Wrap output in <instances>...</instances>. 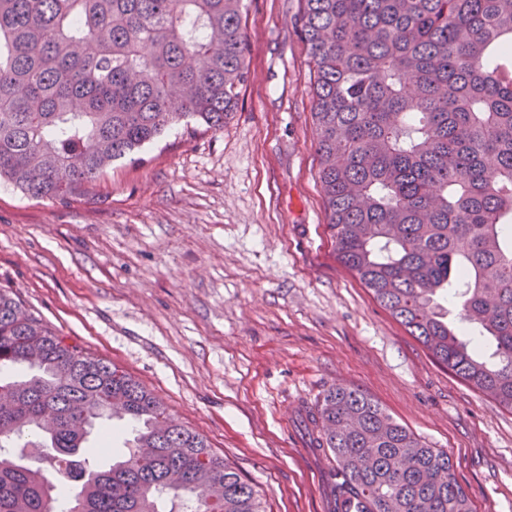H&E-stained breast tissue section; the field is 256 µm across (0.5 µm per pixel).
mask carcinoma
Returning a JSON list of instances; mask_svg holds the SVG:
<instances>
[{
    "label": "carcinoma",
    "mask_w": 512,
    "mask_h": 512,
    "mask_svg": "<svg viewBox=\"0 0 512 512\" xmlns=\"http://www.w3.org/2000/svg\"><path fill=\"white\" fill-rule=\"evenodd\" d=\"M302 4L337 259L438 364L512 411V0ZM247 54L242 0H0V180L63 200L181 121L224 129ZM115 420L134 437L103 468ZM309 421L335 502L473 512L448 453L366 394L332 387ZM161 500L265 512L158 397L0 291V512Z\"/></svg>",
    "instance_id": "obj_1"
}]
</instances>
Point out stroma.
<instances>
[{"label": "stroma", "instance_id": "obj_1", "mask_svg": "<svg viewBox=\"0 0 512 512\" xmlns=\"http://www.w3.org/2000/svg\"><path fill=\"white\" fill-rule=\"evenodd\" d=\"M243 3L248 78L223 130L174 126L64 202L0 182V291L163 399L265 512H327L300 414L336 385L447 451L474 512H512V412L336 258L301 0Z\"/></svg>", "mask_w": 512, "mask_h": 512}]
</instances>
